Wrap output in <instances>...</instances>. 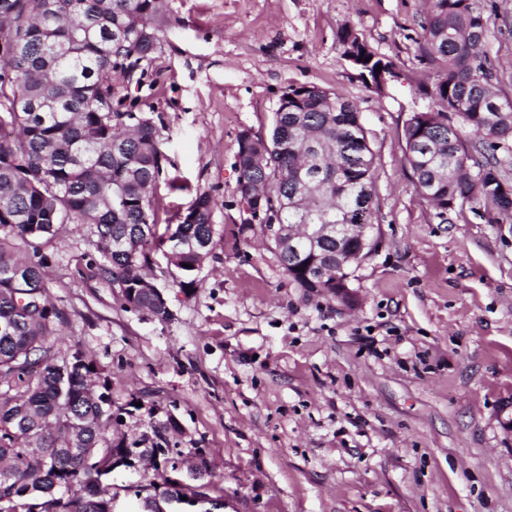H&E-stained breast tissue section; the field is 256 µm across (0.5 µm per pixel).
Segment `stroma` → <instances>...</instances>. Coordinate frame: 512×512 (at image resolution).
<instances>
[{
	"label": "stroma",
	"instance_id": "stroma-1",
	"mask_svg": "<svg viewBox=\"0 0 512 512\" xmlns=\"http://www.w3.org/2000/svg\"><path fill=\"white\" fill-rule=\"evenodd\" d=\"M487 63L512 99V0H473ZM426 0H163L153 49L113 106L151 118L167 156L159 226L197 192L213 249L191 292L157 276L174 320L125 308L96 265L90 224L41 246L66 323L111 389L106 436L194 450L219 512H512V213L438 214L415 189L404 122L435 68ZM350 27L398 73L386 93L343 57ZM356 105L376 155L373 229L351 268L353 304L306 293L238 193V135L269 137L289 87ZM157 473H113L118 512H139Z\"/></svg>",
	"mask_w": 512,
	"mask_h": 512
}]
</instances>
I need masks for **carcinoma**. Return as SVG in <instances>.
Segmentation results:
<instances>
[{
  "mask_svg": "<svg viewBox=\"0 0 512 512\" xmlns=\"http://www.w3.org/2000/svg\"><path fill=\"white\" fill-rule=\"evenodd\" d=\"M157 0H0V512H112L102 480L125 442L105 436L112 425L109 383L79 351L57 361L64 318L49 299L44 262L6 247L47 242L62 224L95 225L101 276L122 289L126 307L160 321L173 318L161 292L146 286L155 255L193 287L213 244L214 202L198 194L169 242L157 235L152 195L165 155L152 119L113 106L112 76L130 77L152 49ZM487 23L472 0H428L422 52L436 66L427 104L403 126L405 158L416 188L432 193L439 214L482 201L512 210L498 162L486 145L509 149L512 107L481 53ZM288 111L273 119L281 134L266 169L238 148V191L266 183L278 224H370L375 155L354 104L340 93L313 98L288 89ZM364 163L349 169L347 147ZM301 258L280 251L284 271L300 288L336 298V236ZM25 276L20 283L16 274ZM158 476L175 471L170 448H155ZM179 493L162 482L142 509Z\"/></svg>",
  "mask_w": 512,
  "mask_h": 512,
  "instance_id": "1",
  "label": "carcinoma"
}]
</instances>
